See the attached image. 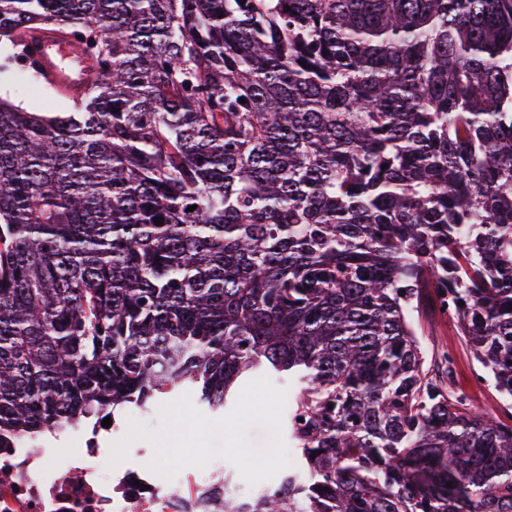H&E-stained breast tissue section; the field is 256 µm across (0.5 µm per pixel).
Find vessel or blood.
I'll return each instance as SVG.
<instances>
[{"label":"vessel or blood","instance_id":"obj_1","mask_svg":"<svg viewBox=\"0 0 512 512\" xmlns=\"http://www.w3.org/2000/svg\"><path fill=\"white\" fill-rule=\"evenodd\" d=\"M36 58L42 74L63 94L79 96L89 79L88 72L77 64L76 48L58 31L44 29L34 35Z\"/></svg>","mask_w":512,"mask_h":512}]
</instances>
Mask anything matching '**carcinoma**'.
Returning <instances> with one entry per match:
<instances>
[{"mask_svg": "<svg viewBox=\"0 0 512 512\" xmlns=\"http://www.w3.org/2000/svg\"><path fill=\"white\" fill-rule=\"evenodd\" d=\"M40 28L92 78L0 100V448L286 378L298 466L223 512H512L414 323L512 397V0H0L1 73ZM34 84V85H33ZM39 82L3 75L0 79V98L7 99L29 112H65L73 102L48 92Z\"/></svg>", "mask_w": 512, "mask_h": 512, "instance_id": "obj_1", "label": "carcinoma"}]
</instances>
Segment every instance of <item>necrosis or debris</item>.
<instances>
[{
	"instance_id": "4bbe7bcc",
	"label": "necrosis or debris",
	"mask_w": 512,
	"mask_h": 512,
	"mask_svg": "<svg viewBox=\"0 0 512 512\" xmlns=\"http://www.w3.org/2000/svg\"><path fill=\"white\" fill-rule=\"evenodd\" d=\"M126 424L76 430L60 443L18 435L0 448V512H199L197 493L223 484L217 464L158 478L134 456L111 464Z\"/></svg>"
}]
</instances>
